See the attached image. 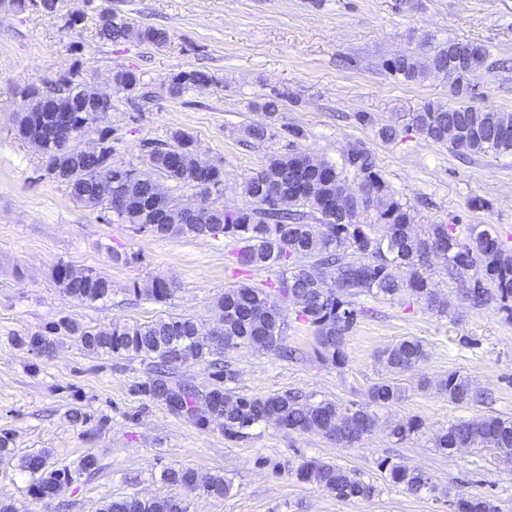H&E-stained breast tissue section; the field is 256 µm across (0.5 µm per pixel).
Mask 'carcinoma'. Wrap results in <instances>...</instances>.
<instances>
[{
	"label": "carcinoma",
	"mask_w": 512,
	"mask_h": 512,
	"mask_svg": "<svg viewBox=\"0 0 512 512\" xmlns=\"http://www.w3.org/2000/svg\"><path fill=\"white\" fill-rule=\"evenodd\" d=\"M98 36L111 43L134 36L154 45L171 39L165 29L136 31L109 10L100 13ZM469 48L484 61L489 57L481 46L450 38L438 42L422 60L400 54L389 60L387 68L409 82L431 73L443 74L460 89L475 75L465 53ZM212 82L213 76L206 71H180L168 79L166 94L177 98L188 89ZM112 85L116 92L140 100L155 98L129 68L113 70ZM24 98L22 127L51 136V145L41 150L44 170L64 185L73 199L99 210L104 222L129 224L139 232L153 225L152 234L162 237L230 238L238 244L237 264L255 270L276 268L278 277L267 289L246 284L225 289L215 302L221 318L216 339L198 335L197 320L185 315L110 328L63 318L42 331L15 337L16 345L23 349L48 354L59 337L71 336L91 353L149 359L150 372L132 386V392L165 405L199 429L218 424L229 441L246 437L257 424L271 422L290 433L315 434L344 448H355L376 429L377 410L405 400V389L394 376L408 373L426 360L428 352L422 340L404 337L381 351V361L391 376L372 384L367 402L349 406L327 399L317 401L300 392L243 395L228 386L233 374L219 355L239 347L285 352L288 321L283 303L292 302L296 320L313 329L320 359L341 368L347 362L350 333L375 314L358 301L360 296L379 301L407 296L432 312L447 311L450 301L441 297L428 273L435 257L443 259L450 272L460 267L475 269L464 290L465 300L473 308L493 305L512 320V249L479 224L469 226L463 237L453 224H430L425 231H417L415 207L397 196L372 156L357 145L349 148L340 166L312 162L307 153L296 149L272 153L243 182L246 205L217 207L216 200L224 195V167L202 159L192 148L191 137L181 130L172 132L170 142L146 151L139 168L112 161V128L102 125L105 114L112 111V97L89 98L80 70L60 75L43 89L27 90ZM407 128L463 154H512L511 112L428 102L410 114ZM89 131L98 135V150L82 154L76 142ZM244 134L258 142L303 137L300 129L278 127L274 122L248 125ZM117 174L125 183L126 206L115 212L103 185ZM163 179L196 191L200 202L196 223L176 222L180 201L164 189ZM349 180L359 191L351 190ZM273 185L286 198L282 206L266 204ZM370 212L373 221L361 222ZM55 278L68 295L83 303L104 302L112 296V282L91 271L71 278L68 266L60 264ZM128 292L163 303L173 296L174 286L165 278L152 277L133 282ZM188 362L204 364L210 370L211 382L206 388L172 375L171 366ZM439 392L462 406L487 398L457 371L441 380ZM422 428V420L412 416L389 425L388 436L402 443ZM433 447L448 456L457 448H491L511 464L512 417L489 414L458 420L435 434ZM19 466L33 476L30 491L38 501L53 498L58 487L74 478L101 469L92 452L85 454L74 470L58 467L47 449L22 457ZM380 468L388 472L393 485L408 494L437 491L432 476L418 467L385 459ZM294 474L300 481L316 482L338 499H370L379 493L375 483L320 459L301 462ZM160 479L190 493L199 488L196 471L179 463L164 467ZM204 490L220 498L231 487L224 477L213 476ZM451 506L453 512H499L493 498L481 494H456ZM101 512H187V506L170 496L126 495L106 499Z\"/></svg>",
	"instance_id": "obj_1"
}]
</instances>
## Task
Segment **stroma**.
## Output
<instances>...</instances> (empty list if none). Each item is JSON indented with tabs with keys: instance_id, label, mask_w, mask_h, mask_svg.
<instances>
[{
	"instance_id": "1",
	"label": "stroma",
	"mask_w": 512,
	"mask_h": 512,
	"mask_svg": "<svg viewBox=\"0 0 512 512\" xmlns=\"http://www.w3.org/2000/svg\"><path fill=\"white\" fill-rule=\"evenodd\" d=\"M104 8L139 28L168 29L171 39L161 47L104 42L97 35ZM73 15L79 23L66 27ZM448 38L490 51L467 92H456L440 75L407 82L388 71L393 56L422 57ZM119 66L139 73L156 98L134 103L114 92L110 76ZM75 68L95 91L112 97L105 123L112 128L113 161L139 164L147 143L184 131L202 158L223 164L222 204L242 206L243 181L269 154L296 146L338 165L358 144L415 205L418 227L452 224L463 232L480 224L512 248V155L456 153L406 127L407 113L428 102L512 112V0H58L52 13L35 0L20 6L0 0V432L9 433L15 455L0 464V500L16 512H56L54 504L33 499L30 477L17 463L46 448L60 466L76 467L89 452L103 466L60 489L68 512H99L105 498L122 495L182 498L189 512H450L445 488L491 496L500 512H512V464L486 448L448 457L432 443L461 419L512 417V320L492 307L472 309L462 295L468 272L448 274L443 261L430 273L454 302L448 313L364 297L377 314L351 332L343 368L321 362L311 329L294 320L284 343L300 359L244 347L224 354L239 393L300 391L348 405L365 402L370 386L384 377L379 351L404 337L422 340L426 361L398 378L406 399L380 410L376 431L355 448L264 422L233 442L218 427L198 429L135 395L132 386L145 378L148 361L94 354L67 336L46 357L12 343V336L63 318L109 327L190 315L209 331L219 325L214 304L224 289L261 286L277 276L238 270L236 244L228 238L159 237L104 223L45 173L39 149L16 135L13 118L24 106L23 88ZM192 69L207 70L213 83L169 98L164 82ZM273 92L284 97L280 123L299 128L302 139L244 143L243 127L266 122L259 104ZM362 113L371 123L359 121ZM382 125L398 128L394 141L379 137ZM116 253L121 261H113ZM60 264L107 278L111 298L91 305L71 298L54 276ZM154 276L174 283L170 301L129 295L133 282ZM451 371L467 375L488 400L461 407L441 395L437 384ZM74 408L85 422L70 420ZM414 415L424 422L422 432L393 443L387 423ZM313 458L373 480L379 494L342 500L291 476L292 467ZM385 459L427 471L437 491L413 496L391 485L379 467ZM175 462L204 481L223 476L230 492L215 498L163 484L161 470Z\"/></svg>"
}]
</instances>
